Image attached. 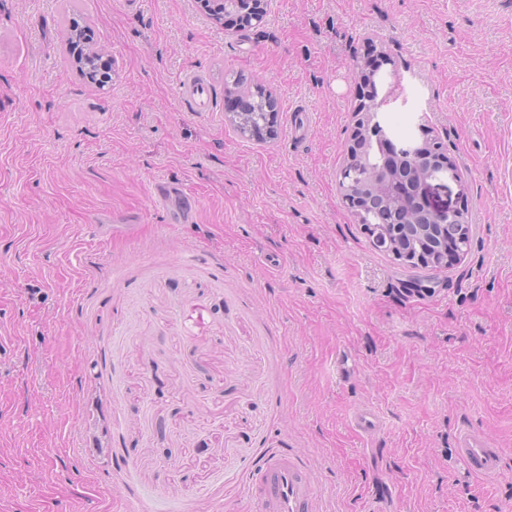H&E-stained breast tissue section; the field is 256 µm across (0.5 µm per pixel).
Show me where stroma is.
Returning a JSON list of instances; mask_svg holds the SVG:
<instances>
[{"label":"stroma","instance_id":"obj_1","mask_svg":"<svg viewBox=\"0 0 512 512\" xmlns=\"http://www.w3.org/2000/svg\"><path fill=\"white\" fill-rule=\"evenodd\" d=\"M69 1L105 88L70 62ZM371 50L383 122H426L455 169L447 269L374 248L342 202ZM192 70L211 111L181 100ZM258 85L268 143L224 112ZM464 429L503 448L494 479L455 458ZM273 451L308 466L315 512L512 507V0H272L231 35L197 0H0V512H257ZM176 194L173 188L164 183L157 184L154 192V199L164 205L169 212L170 223L189 224L192 219L195 206L179 207L176 204ZM350 421L353 429L364 437H372L380 429V421L377 416L366 409L354 412Z\"/></svg>","mask_w":512,"mask_h":512}]
</instances>
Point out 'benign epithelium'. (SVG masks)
I'll use <instances>...</instances> for the list:
<instances>
[{
	"mask_svg": "<svg viewBox=\"0 0 512 512\" xmlns=\"http://www.w3.org/2000/svg\"><path fill=\"white\" fill-rule=\"evenodd\" d=\"M358 104L364 105L357 113L350 139V149L343 154L339 187L342 200L355 215L363 210L362 202H371L375 196L382 199V204L395 203L401 210L422 207V214L428 222L417 226L421 233H426L434 225H439L450 231H458V235H466L469 228L466 225L465 212L461 208L435 206L426 201L430 182L440 175L452 170V167L441 162L439 166L431 163V157L422 149L434 142L430 131H425V139L419 147L411 150L410 155L424 165L419 174H414L403 166L402 161L392 160L386 153L383 141L387 134L379 120V112L385 106V98L379 95V87L369 86L364 90L363 98ZM363 230L370 241L387 252H393L392 242L385 232V224H364ZM464 242H459V248L448 253L444 248L433 255L417 252L414 256L407 254L399 261L411 266L441 270L461 259L464 254Z\"/></svg>",
	"mask_w": 512,
	"mask_h": 512,
	"instance_id": "1",
	"label": "benign epithelium"
}]
</instances>
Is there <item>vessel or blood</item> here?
<instances>
[{
	"mask_svg": "<svg viewBox=\"0 0 512 512\" xmlns=\"http://www.w3.org/2000/svg\"><path fill=\"white\" fill-rule=\"evenodd\" d=\"M209 93V84L201 73L189 72L182 77L180 96L192 110L206 111ZM154 198L167 208L171 223L191 221L193 208L178 206L171 187L157 184ZM350 421L364 437L374 436L380 428L377 416L366 409L354 412ZM502 455V449L494 447L485 434L464 430L456 438V456L471 476H495L501 468ZM250 493L260 512H312L315 504V484L309 468L284 453L273 452L265 457L252 475Z\"/></svg>",
	"mask_w": 512,
	"mask_h": 512,
	"instance_id": "b4317fda",
	"label": "vessel or blood"
}]
</instances>
